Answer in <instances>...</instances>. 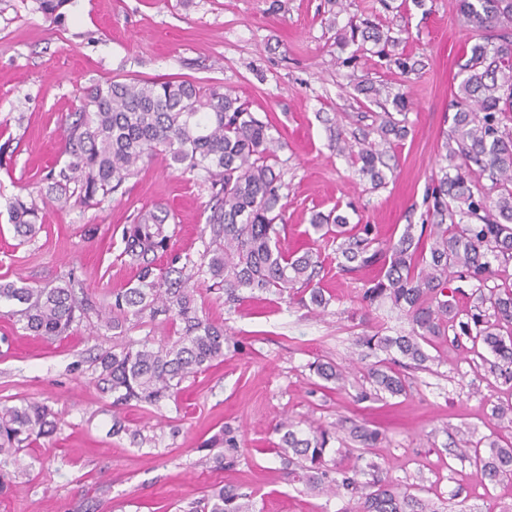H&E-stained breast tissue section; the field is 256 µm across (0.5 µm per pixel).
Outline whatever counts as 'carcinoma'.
Listing matches in <instances>:
<instances>
[{
  "label": "carcinoma",
  "instance_id": "cac0c4a2",
  "mask_svg": "<svg viewBox=\"0 0 512 512\" xmlns=\"http://www.w3.org/2000/svg\"><path fill=\"white\" fill-rule=\"evenodd\" d=\"M456 8L471 26L486 32V43L476 44L460 68L458 91L452 99L454 114L446 132L445 153L439 155L426 194L430 228L414 235L406 225L396 241L382 244L371 224L349 225L333 209L317 212L310 231L336 241L337 268L352 274L375 270L365 282L361 300L367 305L388 303L403 312L411 329L404 335L375 333L362 345L385 357L368 372L374 390L391 396L406 393L400 368L419 369L449 331L473 343H482L508 369L512 381V289L489 287L493 262L512 258V0H456ZM388 45L389 33L374 25L350 26V41ZM360 92L372 96L381 111L372 115L373 130L350 141L336 131L334 147L359 165L358 174L371 184H385L387 145L404 139L407 101L401 94H385L370 86ZM64 167L51 176L54 203L71 206L70 185L79 188V200L88 203L120 188L138 171V165L155 158L170 167L196 174L210 190L206 219L210 242L199 264L183 265L155 273V261L164 254L172 235L165 227L170 213L163 207L140 211L124 231V252L137 263L134 286L116 294L112 312L99 311L106 328L119 319L171 315L181 328L175 340L158 345L151 338L114 346L99 355L97 385L112 395V406L132 403L156 405L174 399L189 377L224 360L229 342L224 326L199 314L195 282L210 279L224 289L225 302L240 300V292L299 296L304 306L324 308L329 303L315 282L320 255L308 249L290 252L281 247L285 229L286 185L276 173L282 142L272 125L250 112L248 106L221 85H201L187 80H108L84 88L71 122L64 131ZM10 221L17 236L32 237L42 224L36 205L16 196L8 201ZM468 279L480 304L478 310L458 319L459 311L448 298V277ZM19 303L20 320L35 336L54 340L85 318L88 308L71 284L30 288L0 282V303ZM321 380L345 388L342 368L314 362ZM60 418L49 406L25 403L0 406V475L27 474L31 462L28 446L53 434ZM276 453L288 474L308 489L336 496L345 490L357 497L344 512H439L430 501L380 475L367 456L380 443L379 432L358 426L352 439L359 444L358 464L341 469L332 458L347 449L332 448L334 436L326 428L309 434L294 423L281 421ZM207 448L239 447L235 431L226 426L205 443ZM483 481L512 480V445L485 438L460 451ZM189 512H255L250 496L233 488L214 487Z\"/></svg>",
  "mask_w": 512,
  "mask_h": 512
}]
</instances>
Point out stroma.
Instances as JSON below:
<instances>
[{"label": "stroma", "mask_w": 512, "mask_h": 512, "mask_svg": "<svg viewBox=\"0 0 512 512\" xmlns=\"http://www.w3.org/2000/svg\"><path fill=\"white\" fill-rule=\"evenodd\" d=\"M62 13L53 23L34 0H0V281L49 288L70 280L91 310L69 335L46 341L0 305V405L43 403L61 416L53 436L31 445L28 475L0 493V512H186L216 484L252 495L258 512H342L347 497L311 493L283 470L274 426L284 417L343 439L356 425L378 430L384 476L419 485L446 512H512V481L480 484L453 454L489 436L512 443L495 414L512 403V387L494 357L467 338L448 341L426 369L407 370L406 395L358 400L371 388L359 339L409 324L389 305L366 306L367 272L342 275L332 245L307 235L312 214L334 208L350 223L375 225L383 241L424 223L459 66L483 38L455 0H68ZM364 20L389 30L391 53L417 61V71L401 74L372 43L338 42ZM163 77L223 85L272 124L288 185L282 245L313 243L331 301L319 314L247 293L228 307L223 291L199 284V309L224 325L235 351L183 382L178 399L116 409L95 384L97 357L113 343L96 312L136 281L123 231L140 209L168 208L177 234L158 268L201 259L209 191L155 160L100 204L60 210L47 175L66 161L63 129L80 90ZM370 83L408 101L409 133L392 145L397 169L378 188L332 145L336 131L371 124L377 107L358 91ZM17 195L44 216L34 239L18 237L9 220L6 204ZM317 360L351 364L345 389L323 386L309 369ZM116 416L127 427L117 436ZM225 425L243 439L229 466L200 449ZM135 432L147 442L133 441Z\"/></svg>", "instance_id": "1"}]
</instances>
